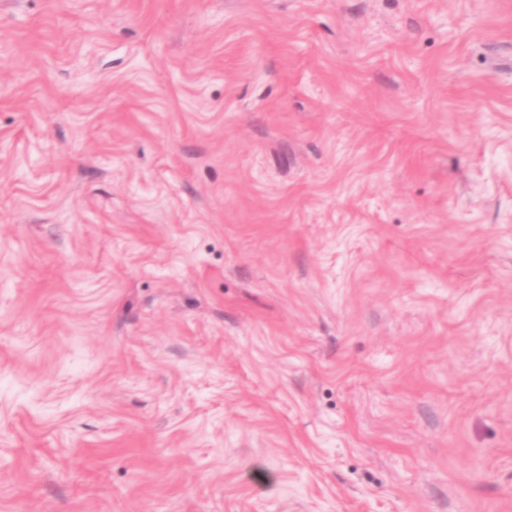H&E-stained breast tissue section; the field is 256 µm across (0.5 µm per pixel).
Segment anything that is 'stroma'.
I'll list each match as a JSON object with an SVG mask.
<instances>
[{
  "label": "stroma",
  "mask_w": 512,
  "mask_h": 512,
  "mask_svg": "<svg viewBox=\"0 0 512 512\" xmlns=\"http://www.w3.org/2000/svg\"><path fill=\"white\" fill-rule=\"evenodd\" d=\"M0 512H512V0H0Z\"/></svg>",
  "instance_id": "35a3bbf8"
}]
</instances>
